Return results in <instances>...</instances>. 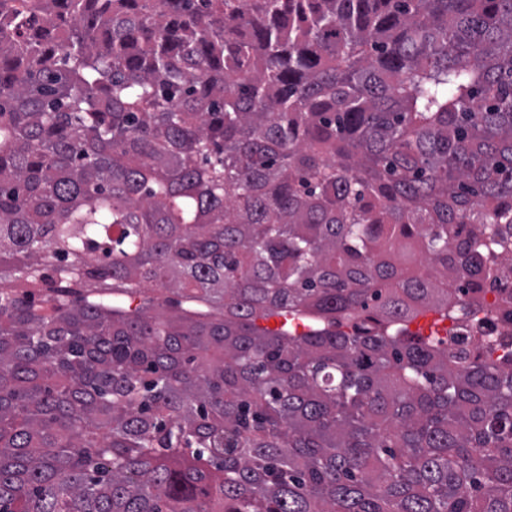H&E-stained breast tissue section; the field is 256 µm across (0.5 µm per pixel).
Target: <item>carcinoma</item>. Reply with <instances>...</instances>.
I'll list each match as a JSON object with an SVG mask.
<instances>
[{
	"label": "carcinoma",
	"mask_w": 512,
	"mask_h": 512,
	"mask_svg": "<svg viewBox=\"0 0 512 512\" xmlns=\"http://www.w3.org/2000/svg\"><path fill=\"white\" fill-rule=\"evenodd\" d=\"M509 253L512 0H0V512H512ZM479 307L464 306L449 320L444 344L454 352L477 349L484 358L498 362L512 352V277L488 282ZM447 328L446 318L434 310H427L421 313L416 319L408 324L411 333L421 336L425 340L441 337Z\"/></svg>",
	"instance_id": "carcinoma-1"
}]
</instances>
